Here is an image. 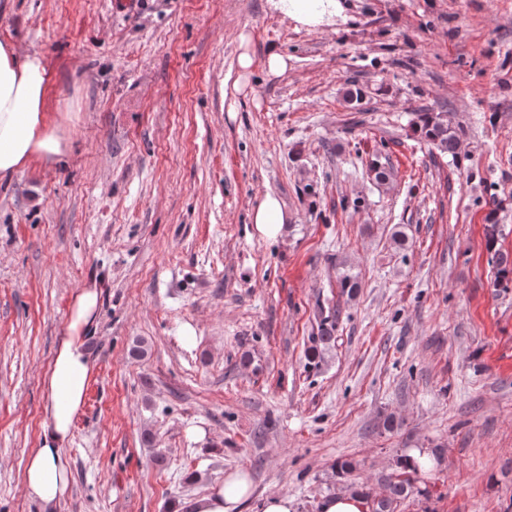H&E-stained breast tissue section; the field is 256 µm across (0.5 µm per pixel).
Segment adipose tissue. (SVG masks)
I'll return each instance as SVG.
<instances>
[{
    "instance_id": "1",
    "label": "adipose tissue",
    "mask_w": 512,
    "mask_h": 512,
    "mask_svg": "<svg viewBox=\"0 0 512 512\" xmlns=\"http://www.w3.org/2000/svg\"><path fill=\"white\" fill-rule=\"evenodd\" d=\"M271 7L308 26L328 23L338 0H269ZM49 90L46 62L37 53L19 54L0 43V176L64 153V138L45 110ZM98 311L96 288L79 289L64 326L63 338L46 375L48 424L40 448L25 463L23 488L41 512H57L71 484L62 448L69 440L91 376L87 333ZM252 494L246 473L226 474L211 493L195 500L193 512H240Z\"/></svg>"
}]
</instances>
